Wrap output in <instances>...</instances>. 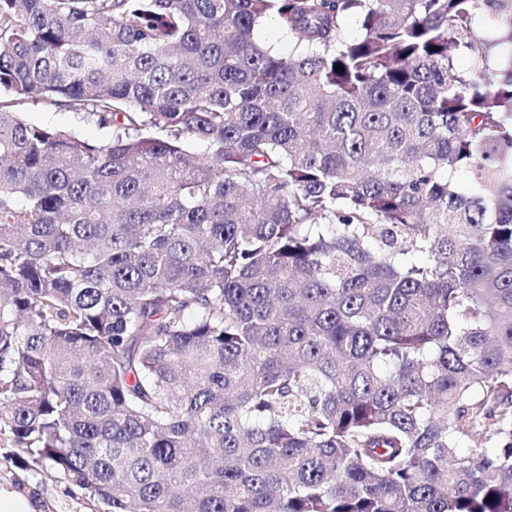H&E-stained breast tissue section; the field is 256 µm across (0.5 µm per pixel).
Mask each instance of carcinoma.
Segmentation results:
<instances>
[{
  "label": "carcinoma",
  "instance_id": "1",
  "mask_svg": "<svg viewBox=\"0 0 512 512\" xmlns=\"http://www.w3.org/2000/svg\"><path fill=\"white\" fill-rule=\"evenodd\" d=\"M0 447L104 512H512V0H0ZM255 37L261 43L274 46L277 51L284 53H288L293 43L291 36L270 20L262 21L256 26ZM24 120L39 126L73 132L80 139L96 143L105 136V131L91 123H80L74 114L65 109L47 107L42 104L29 105Z\"/></svg>",
  "mask_w": 512,
  "mask_h": 512
}]
</instances>
